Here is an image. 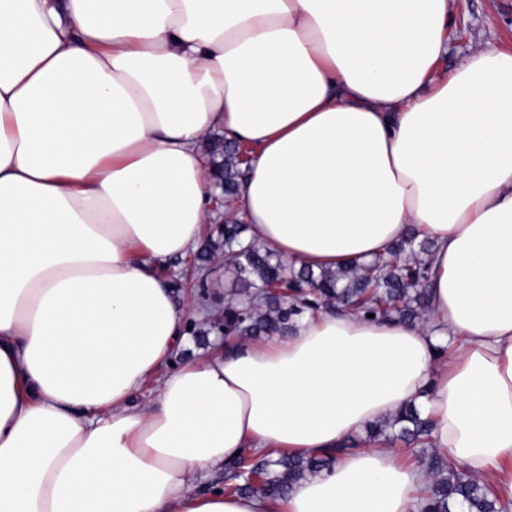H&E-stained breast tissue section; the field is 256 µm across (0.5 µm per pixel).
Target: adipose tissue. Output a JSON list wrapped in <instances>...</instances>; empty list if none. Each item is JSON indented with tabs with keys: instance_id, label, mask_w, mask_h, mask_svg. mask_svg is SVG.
I'll return each mask as SVG.
<instances>
[{
	"instance_id": "obj_1",
	"label": "adipose tissue",
	"mask_w": 512,
	"mask_h": 512,
	"mask_svg": "<svg viewBox=\"0 0 512 512\" xmlns=\"http://www.w3.org/2000/svg\"><path fill=\"white\" fill-rule=\"evenodd\" d=\"M450 24V0H0V512H420L429 477L385 446L282 498L208 485L413 403L512 501V50L441 74ZM215 132L251 150L232 220L295 267L430 240L426 323L323 309L171 367L157 268L221 217Z\"/></svg>"
}]
</instances>
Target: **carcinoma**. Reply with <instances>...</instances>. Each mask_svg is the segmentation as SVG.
<instances>
[{
	"label": "carcinoma",
	"mask_w": 512,
	"mask_h": 512,
	"mask_svg": "<svg viewBox=\"0 0 512 512\" xmlns=\"http://www.w3.org/2000/svg\"><path fill=\"white\" fill-rule=\"evenodd\" d=\"M241 165L239 145L225 141L226 204L237 192ZM245 231L244 224H224L222 247L232 267L234 288L224 300L221 315L189 323L195 341L212 333L240 338L285 336L304 313L335 305L349 307L364 318L371 314L375 320L389 322L413 323L428 313L429 268L424 254L429 252V244L416 242L414 235L395 245L388 258L316 274L307 268L288 270L265 246L245 240ZM208 262L209 253L204 251L188 263L190 287H202ZM431 429V419L410 404L389 420L370 426L367 437L373 442H402L420 449L415 462L431 478L424 512H499V500L485 482L460 470L452 459L426 452ZM355 446L356 441L348 439L316 457L278 450L258 455L246 450L225 468L224 492L282 496Z\"/></svg>",
	"instance_id": "1"
}]
</instances>
